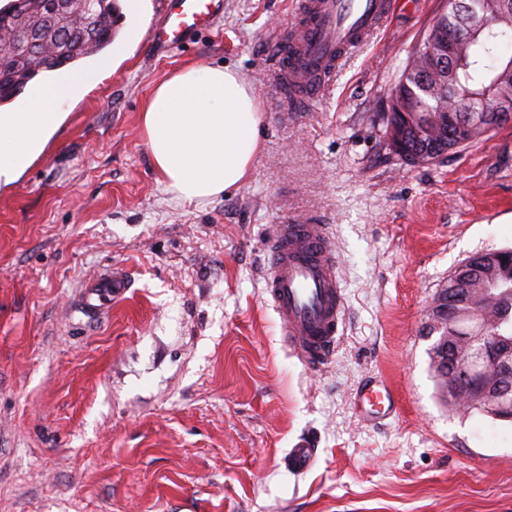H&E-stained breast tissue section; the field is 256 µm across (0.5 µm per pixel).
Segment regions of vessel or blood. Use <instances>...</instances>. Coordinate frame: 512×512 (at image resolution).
Segmentation results:
<instances>
[{
    "label": "vessel or blood",
    "instance_id": "b4317fda",
    "mask_svg": "<svg viewBox=\"0 0 512 512\" xmlns=\"http://www.w3.org/2000/svg\"><path fill=\"white\" fill-rule=\"evenodd\" d=\"M163 14L150 41L168 48L189 30H198L224 13V0H163ZM395 0H298V16L280 37L268 68L280 116L289 120L321 99L344 55L380 31ZM129 281L122 269L101 274L85 293L87 311L107 307ZM265 296L276 314L289 350L309 370L325 368L343 334L344 289L330 227L315 210H281L268 233ZM319 459L316 441L301 439L283 459L295 475L310 472Z\"/></svg>",
    "mask_w": 512,
    "mask_h": 512
}]
</instances>
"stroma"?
Segmentation results:
<instances>
[{"instance_id": "35a3bbf8", "label": "stroma", "mask_w": 512, "mask_h": 512, "mask_svg": "<svg viewBox=\"0 0 512 512\" xmlns=\"http://www.w3.org/2000/svg\"><path fill=\"white\" fill-rule=\"evenodd\" d=\"M160 0L124 15L112 69L74 93L45 152L0 185V512H512V423L439 400L427 309L469 256L512 248V125L425 166L384 138L389 92L445 0H410L288 125L267 64L294 0H224L154 49ZM228 66L258 98L259 150L203 202L159 180L141 126L153 88ZM321 211L340 255L345 339L309 373L265 303L279 204ZM131 287L95 313L104 270ZM386 384L395 410L365 416ZM315 438L305 476L281 465Z\"/></svg>"}]
</instances>
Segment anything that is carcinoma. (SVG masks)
I'll list each match as a JSON object with an SVG mask.
<instances>
[{"instance_id": "obj_1", "label": "carcinoma", "mask_w": 512, "mask_h": 512, "mask_svg": "<svg viewBox=\"0 0 512 512\" xmlns=\"http://www.w3.org/2000/svg\"><path fill=\"white\" fill-rule=\"evenodd\" d=\"M44 0H8L0 7V26L22 27V38L32 31L41 33L47 42L66 34L71 51L59 63L50 64L41 72H53L87 57L83 48L84 17L63 20L49 14ZM473 10L457 13L453 7L440 13L437 23L454 27L476 36L463 41L453 63L440 62L429 50L434 39L428 30L420 44L409 54L400 75L390 90V104L397 112L384 115V134L387 140L399 134L410 136V128L423 126L436 141L434 160L449 152L465 149L484 140L494 130L490 110L503 97L512 98V56L505 59L501 45L512 40V0H472ZM108 14L96 33L94 50L112 43L121 18L116 0H109ZM4 66L17 86L15 92L0 90V104L18 97L37 77L24 62L7 57ZM467 110L468 131L460 142L441 138L442 127L449 118L457 117L455 110ZM447 288H458L462 298L457 301V323L448 329V335L470 332L482 323L489 332L512 342V249L501 250L497 259L478 268H465L448 277Z\"/></svg>"}]
</instances>
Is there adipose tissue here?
I'll return each mask as SVG.
<instances>
[{
  "label": "adipose tissue",
  "instance_id": "ef3b65f1",
  "mask_svg": "<svg viewBox=\"0 0 512 512\" xmlns=\"http://www.w3.org/2000/svg\"><path fill=\"white\" fill-rule=\"evenodd\" d=\"M109 68V60H94L39 85L23 106L0 112V180H11L44 153L62 102ZM259 121L256 98L228 67L182 69L153 89L141 117L161 183L190 202L244 182L259 146Z\"/></svg>",
  "mask_w": 512,
  "mask_h": 512
}]
</instances>
